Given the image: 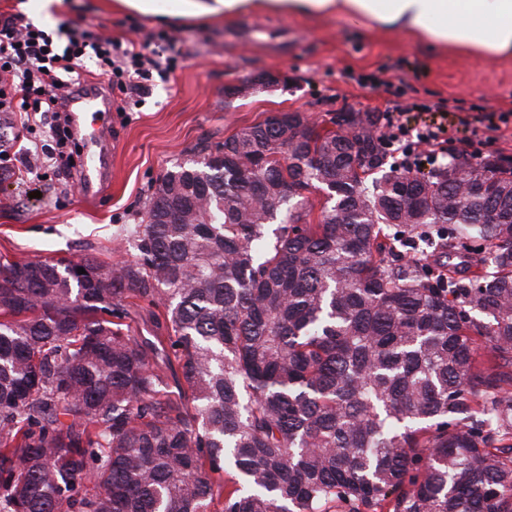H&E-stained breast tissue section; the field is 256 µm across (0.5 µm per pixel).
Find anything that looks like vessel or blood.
Instances as JSON below:
<instances>
[{
  "label": "vessel or blood",
  "mask_w": 512,
  "mask_h": 512,
  "mask_svg": "<svg viewBox=\"0 0 512 512\" xmlns=\"http://www.w3.org/2000/svg\"><path fill=\"white\" fill-rule=\"evenodd\" d=\"M107 105L106 94L94 88L69 103L73 128L83 149L81 188L84 193L92 195L107 185L111 177V167L108 154L98 148L107 128L103 125H92L88 118L104 112Z\"/></svg>",
  "instance_id": "obj_1"
}]
</instances>
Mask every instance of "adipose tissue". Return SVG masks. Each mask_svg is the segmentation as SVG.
Masks as SVG:
<instances>
[{
    "label": "adipose tissue",
    "mask_w": 512,
    "mask_h": 512,
    "mask_svg": "<svg viewBox=\"0 0 512 512\" xmlns=\"http://www.w3.org/2000/svg\"><path fill=\"white\" fill-rule=\"evenodd\" d=\"M115 8L163 18L227 21L277 13L331 17L367 30H397L428 53L512 62V0H114Z\"/></svg>",
    "instance_id": "adipose-tissue-1"
}]
</instances>
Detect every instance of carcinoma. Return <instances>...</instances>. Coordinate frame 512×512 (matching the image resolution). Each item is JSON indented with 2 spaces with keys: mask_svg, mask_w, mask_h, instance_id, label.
I'll list each match as a JSON object with an SVG mask.
<instances>
[{
  "mask_svg": "<svg viewBox=\"0 0 512 512\" xmlns=\"http://www.w3.org/2000/svg\"><path fill=\"white\" fill-rule=\"evenodd\" d=\"M188 154L132 258L0 256V512H512V167L296 112Z\"/></svg>",
  "mask_w": 512,
  "mask_h": 512,
  "instance_id": "obj_1",
  "label": "carcinoma"
}]
</instances>
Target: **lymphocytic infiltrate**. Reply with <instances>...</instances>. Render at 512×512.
I'll list each match as a JSON object with an SVG mask.
<instances>
[{
    "label": "lymphocytic infiltrate",
    "instance_id": "f902f5d3",
    "mask_svg": "<svg viewBox=\"0 0 512 512\" xmlns=\"http://www.w3.org/2000/svg\"><path fill=\"white\" fill-rule=\"evenodd\" d=\"M177 64L176 58L158 49L133 41L122 46L111 37L85 29L70 30L60 42L33 24H19L17 16L0 14V112L25 128L33 117L48 119L56 142L43 155H17L0 149V165L31 173L48 159L61 162L64 169H74L72 155L61 147L71 135L65 101L81 92L84 70L106 77L109 89L118 90L126 105L154 79L166 78ZM384 140L398 147L400 164L407 170L424 161L434 162L455 143L446 127L412 126L399 109L387 116Z\"/></svg>",
    "mask_w": 512,
    "mask_h": 512
}]
</instances>
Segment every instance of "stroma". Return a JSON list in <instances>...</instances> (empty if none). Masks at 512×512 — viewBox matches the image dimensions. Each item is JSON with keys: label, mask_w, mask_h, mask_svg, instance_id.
Wrapping results in <instances>:
<instances>
[{"label": "stroma", "mask_w": 512, "mask_h": 512, "mask_svg": "<svg viewBox=\"0 0 512 512\" xmlns=\"http://www.w3.org/2000/svg\"><path fill=\"white\" fill-rule=\"evenodd\" d=\"M84 26L111 30L123 42L167 36L179 65L167 81H154L139 104L111 112L112 184L97 196L87 197L51 165L0 180L1 257H131L121 229L142 210L149 187L170 163L186 158L200 139H224L277 110H301L324 122L339 112L382 115L402 107L412 123L443 125L458 145L473 143L474 160L512 156V139L484 142L488 125L512 132L511 63L429 56L400 34L361 31L338 18L313 25L259 14L161 25L149 16L113 11L110 0H62L45 24L56 34ZM267 71L288 79L225 100L227 84Z\"/></svg>", "instance_id": "35a3bbf8"}]
</instances>
